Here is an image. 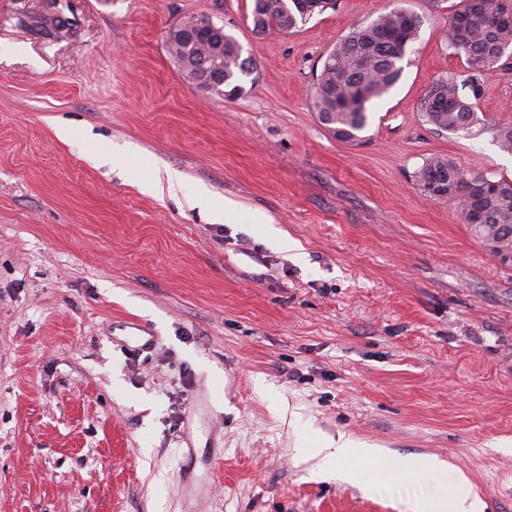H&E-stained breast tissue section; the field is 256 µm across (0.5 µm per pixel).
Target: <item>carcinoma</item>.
I'll return each instance as SVG.
<instances>
[{
	"instance_id": "obj_1",
	"label": "carcinoma",
	"mask_w": 512,
	"mask_h": 512,
	"mask_svg": "<svg viewBox=\"0 0 512 512\" xmlns=\"http://www.w3.org/2000/svg\"><path fill=\"white\" fill-rule=\"evenodd\" d=\"M310 4L314 9L304 17L295 0H251L253 30L291 32L313 14L329 8L333 0H310ZM422 23L415 13L391 10L366 26L352 28L330 51L317 77L312 105L336 139L360 140L368 123V104L398 82L400 62L417 39ZM446 39L448 47L465 58L472 73L460 81L450 79L432 85L420 108L435 129L466 132L478 122L474 101L482 95L483 78L498 69L512 48V0H462L448 23ZM167 43L171 56L184 66L213 55L220 44L211 37L192 41L179 30L167 33ZM222 44L224 96L234 98L242 93L237 80L250 73L251 59L242 57L233 36L224 34ZM433 174L440 176L439 187L429 197L457 201L464 221L474 225L476 234L512 250V180L463 171L443 155L426 158L413 178L423 189Z\"/></svg>"
}]
</instances>
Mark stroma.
Masks as SVG:
<instances>
[{"instance_id": "obj_1", "label": "stroma", "mask_w": 512, "mask_h": 512, "mask_svg": "<svg viewBox=\"0 0 512 512\" xmlns=\"http://www.w3.org/2000/svg\"><path fill=\"white\" fill-rule=\"evenodd\" d=\"M459 2L337 0L259 35L250 0H59V33L35 23L47 0H0V512H409L438 496L430 474L371 493L313 477L296 415L438 456L484 512H512V265L413 178L443 154L512 179L496 142L512 57L471 132L419 109L467 74L445 39ZM396 8L423 20L402 75L361 140L338 141L316 77ZM190 16L251 58L236 99L169 54ZM104 141L125 152L98 165ZM168 168L181 190L143 191Z\"/></svg>"}]
</instances>
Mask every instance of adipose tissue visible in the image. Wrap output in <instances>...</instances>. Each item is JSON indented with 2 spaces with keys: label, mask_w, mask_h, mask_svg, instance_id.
I'll return each mask as SVG.
<instances>
[{
  "label": "adipose tissue",
  "mask_w": 512,
  "mask_h": 512,
  "mask_svg": "<svg viewBox=\"0 0 512 512\" xmlns=\"http://www.w3.org/2000/svg\"><path fill=\"white\" fill-rule=\"evenodd\" d=\"M304 460L315 463V475L329 480L358 484L365 492H372L383 481L384 472L373 469L379 460L377 449L362 446L346 435L326 440L308 435L297 449ZM390 469L404 474L438 473L445 492L434 500L411 503V512H484L485 504L475 493L471 482L455 474L445 462L429 456H407L389 461Z\"/></svg>",
  "instance_id": "obj_1"
}]
</instances>
